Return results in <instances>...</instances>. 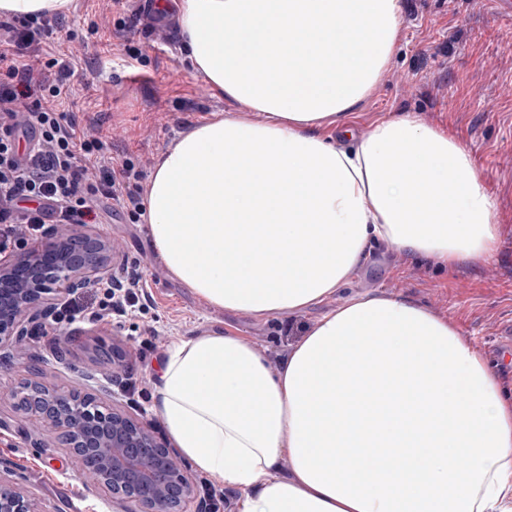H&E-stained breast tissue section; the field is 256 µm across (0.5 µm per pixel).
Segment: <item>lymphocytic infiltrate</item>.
Returning <instances> with one entry per match:
<instances>
[{
  "instance_id": "1",
  "label": "lymphocytic infiltrate",
  "mask_w": 512,
  "mask_h": 512,
  "mask_svg": "<svg viewBox=\"0 0 512 512\" xmlns=\"http://www.w3.org/2000/svg\"><path fill=\"white\" fill-rule=\"evenodd\" d=\"M62 21L38 14L0 20V254L22 250L51 224L100 223L116 203L127 223L144 212L147 171L131 159L115 160L112 146L94 125L57 107L72 74L62 57L44 58ZM26 118L34 131L19 152L17 127ZM136 266L121 265L101 283L92 306L70 298L60 318L66 322L119 319L141 312L149 301Z\"/></svg>"
}]
</instances>
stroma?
Here are the masks:
<instances>
[{
    "instance_id": "stroma-1",
    "label": "stroma",
    "mask_w": 512,
    "mask_h": 512,
    "mask_svg": "<svg viewBox=\"0 0 512 512\" xmlns=\"http://www.w3.org/2000/svg\"><path fill=\"white\" fill-rule=\"evenodd\" d=\"M80 3L64 16L58 34L71 40L74 53L64 109L97 121L115 153L155 165L201 121L257 119L247 104L218 95L191 71L178 28L153 33L148 20H140L131 39L142 57L131 67L110 30L127 20L126 0ZM402 112L447 131L471 152L495 207L493 258L443 270L436 260L381 244L323 303L260 318L210 306L169 275L147 224H129L121 212H111L88 231L112 246L106 269L126 260L138 263L149 308L119 325L77 323L36 333L10 363L0 364V458L22 476L41 512H121V507L79 476V463L68 449L31 447L26 434L33 426L9 393L31 381L86 391L88 378H111L106 354L114 348L123 355V379L136 383L131 396L115 389V401L161 436L166 430L153 409V380L174 342L221 330L238 336L276 372L305 332L353 294L405 297L452 322L512 386V16L499 14L496 0H403L396 53L351 113L350 124L362 137L380 119Z\"/></svg>"
}]
</instances>
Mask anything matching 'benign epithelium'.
I'll list each match as a JSON object with an SVG mask.
<instances>
[{"mask_svg": "<svg viewBox=\"0 0 512 512\" xmlns=\"http://www.w3.org/2000/svg\"><path fill=\"white\" fill-rule=\"evenodd\" d=\"M48 236L40 247L0 260V349H16L35 335L52 313L48 295L87 287L110 250L97 237L55 225ZM25 398L24 415L40 427L28 435L32 447L57 439L79 460L95 458L96 465L82 474L132 506V512H207L204 501H194L190 477L174 449L148 423L65 387L35 382L25 389ZM0 512H41L6 468H0Z\"/></svg>", "mask_w": 512, "mask_h": 512, "instance_id": "obj_1", "label": "benign epithelium"}]
</instances>
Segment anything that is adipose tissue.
<instances>
[{
	"label": "adipose tissue",
	"mask_w": 512,
	"mask_h": 512,
	"mask_svg": "<svg viewBox=\"0 0 512 512\" xmlns=\"http://www.w3.org/2000/svg\"><path fill=\"white\" fill-rule=\"evenodd\" d=\"M173 7L190 68L262 115L197 124L153 173L148 227L173 278L267 317L322 302L383 242L445 267L493 256L494 203L463 143L409 112L352 138L400 0ZM155 389L168 436L237 512H512V390L412 300L348 299L276 374L223 331L178 340Z\"/></svg>",
	"instance_id": "adipose-tissue-1"
}]
</instances>
